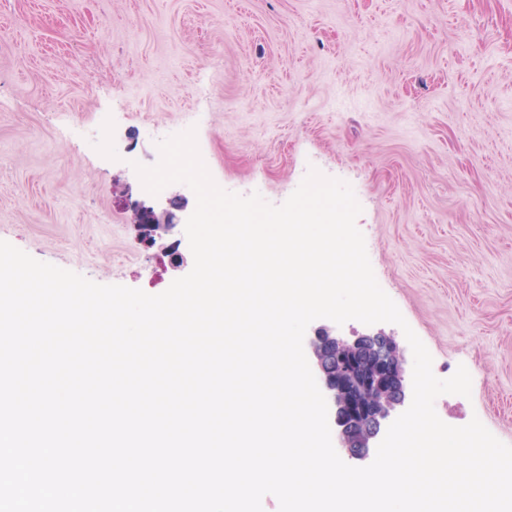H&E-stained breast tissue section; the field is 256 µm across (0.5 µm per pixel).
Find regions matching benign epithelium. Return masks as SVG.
<instances>
[{
  "label": "benign epithelium",
  "instance_id": "obj_1",
  "mask_svg": "<svg viewBox=\"0 0 512 512\" xmlns=\"http://www.w3.org/2000/svg\"><path fill=\"white\" fill-rule=\"evenodd\" d=\"M188 201L169 199L158 211L142 202L132 204L142 240L156 239L186 223ZM310 357L324 396L333 407L340 450L354 458L365 457L390 414L405 404L407 372L396 339L383 332L344 340L327 331L310 341Z\"/></svg>",
  "mask_w": 512,
  "mask_h": 512
}]
</instances>
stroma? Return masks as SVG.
<instances>
[{
  "label": "stroma",
  "mask_w": 512,
  "mask_h": 512,
  "mask_svg": "<svg viewBox=\"0 0 512 512\" xmlns=\"http://www.w3.org/2000/svg\"><path fill=\"white\" fill-rule=\"evenodd\" d=\"M195 129L217 184L282 204L348 183L381 288L512 445V0H0V240L99 284L165 291L184 227L144 244L134 163Z\"/></svg>",
  "instance_id": "obj_1"
}]
</instances>
